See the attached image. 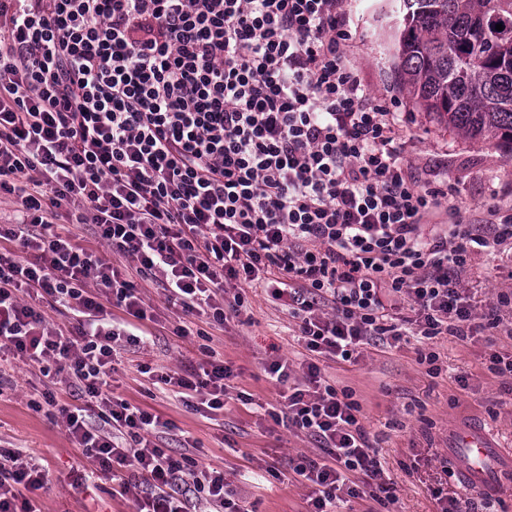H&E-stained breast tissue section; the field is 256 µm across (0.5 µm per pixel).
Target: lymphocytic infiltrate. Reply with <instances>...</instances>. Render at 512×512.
<instances>
[{
	"label": "lymphocytic infiltrate",
	"mask_w": 512,
	"mask_h": 512,
	"mask_svg": "<svg viewBox=\"0 0 512 512\" xmlns=\"http://www.w3.org/2000/svg\"><path fill=\"white\" fill-rule=\"evenodd\" d=\"M355 29L346 0H0V378L49 376L28 405L80 448L71 488L100 475L134 512H253L195 440L165 448L172 421L112 392L115 359L154 334L148 286L218 330L249 290L287 314L305 355L269 360L284 391L264 413L320 450L292 468L306 512L393 502L330 365L512 335V290L485 306L470 283L475 256L512 264V206L467 219L454 184L408 161L398 113L351 62ZM202 354L136 370L220 427L238 372ZM49 488L45 465L0 448V512H42Z\"/></svg>",
	"instance_id": "obj_1"
}]
</instances>
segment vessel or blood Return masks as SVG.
<instances>
[{
    "mask_svg": "<svg viewBox=\"0 0 512 512\" xmlns=\"http://www.w3.org/2000/svg\"><path fill=\"white\" fill-rule=\"evenodd\" d=\"M498 450L486 433L468 431L459 437L456 450V475L461 484L469 489L491 490L500 478V470L491 460Z\"/></svg>",
    "mask_w": 512,
    "mask_h": 512,
    "instance_id": "1",
    "label": "vessel or blood"
}]
</instances>
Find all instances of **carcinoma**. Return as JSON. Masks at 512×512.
<instances>
[{
    "mask_svg": "<svg viewBox=\"0 0 512 512\" xmlns=\"http://www.w3.org/2000/svg\"><path fill=\"white\" fill-rule=\"evenodd\" d=\"M392 6L389 52L413 109L459 137L512 153V0Z\"/></svg>",
    "mask_w": 512,
    "mask_h": 512,
    "instance_id": "carcinoma-1",
    "label": "carcinoma"
}]
</instances>
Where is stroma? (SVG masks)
I'll use <instances>...</instances> for the list:
<instances>
[{"label": "stroma", "instance_id": "35a3bbf8", "mask_svg": "<svg viewBox=\"0 0 512 512\" xmlns=\"http://www.w3.org/2000/svg\"><path fill=\"white\" fill-rule=\"evenodd\" d=\"M376 0H351L357 24L352 58L372 92L391 97L399 90L391 76L388 45L391 30L377 21ZM404 134L414 143V164L433 175L447 177L460 190L459 202L481 218L480 208L498 192L502 203L512 202V154L495 147L464 140L415 113ZM484 304L496 300L498 289L512 286V268L496 267L487 257L478 258L471 275ZM247 307L254 321L229 320L215 332L212 346L239 370L238 390L255 401H275L278 389L265 370L267 359L285 354L299 359L301 348L292 336L287 316L275 311L262 297L248 294ZM201 338H180L158 331L147 346L153 363L180 369L198 363ZM441 372L432 376L418 362L416 343L392 348L367 347L358 364L336 365L330 371L341 388L354 391L362 405V424L378 448L385 479L395 497L392 512H441L434 495L457 499L464 512H512V472L505 470L497 490L490 495L467 492L454 478L453 449L465 429L488 433L491 442L512 448V397L503 392L505 382L491 374L486 363L491 351H512V338L495 337L464 343L448 336L437 341ZM17 387L0 390V447L18 448L47 464L55 481L44 495V512H134L131 504L112 496V484L98 480L85 492L57 483L59 474L81 460L64 431L44 414L30 410L26 401L42 390L38 370L17 367ZM466 384H459V377ZM117 394L130 402L157 410L173 422L166 447L180 449L183 435L198 442L202 464L223 469L233 488L245 491L255 512H305L306 488L297 482L290 462L298 456L317 457L312 444L293 431L261 420L250 406L235 402L224 412L223 427L187 410L172 392L142 383L129 360H122L113 375Z\"/></svg>", "mask_w": 512, "mask_h": 512}]
</instances>
